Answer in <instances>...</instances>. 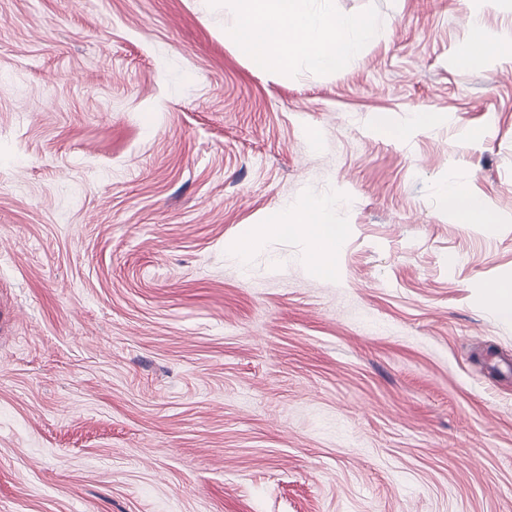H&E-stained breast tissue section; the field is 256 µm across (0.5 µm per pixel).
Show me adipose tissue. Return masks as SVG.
<instances>
[{
	"label": "adipose tissue",
	"instance_id": "ef3b65f1",
	"mask_svg": "<svg viewBox=\"0 0 512 512\" xmlns=\"http://www.w3.org/2000/svg\"><path fill=\"white\" fill-rule=\"evenodd\" d=\"M239 3L248 19L234 30L232 40L258 71L298 58L320 71L343 70L352 61L358 40L370 38L375 31V23L369 18L316 16L311 8L312 0H239ZM507 44H512V30L493 36L480 21H473L471 40L459 52L458 62L466 65L487 60L500 55ZM442 194L449 211L463 223H497L496 213L484 200L452 184L444 186ZM344 234V225L334 223L325 203L310 199L297 208L283 205L261 223L242 225L231 246L241 263L246 264L254 249L267 239L297 235L306 243L303 262L317 276L332 279L337 274V256Z\"/></svg>",
	"mask_w": 512,
	"mask_h": 512
}]
</instances>
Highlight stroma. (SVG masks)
Listing matches in <instances>:
<instances>
[{
	"label": "stroma",
	"mask_w": 512,
	"mask_h": 512,
	"mask_svg": "<svg viewBox=\"0 0 512 512\" xmlns=\"http://www.w3.org/2000/svg\"><path fill=\"white\" fill-rule=\"evenodd\" d=\"M316 8L377 22L344 71L254 70L235 0H0V512H512V61H456L512 0ZM311 197L335 279L243 269ZM448 201V210L466 224H497L498 217L486 202L463 192L459 187L448 184L442 189ZM345 234V225L334 224L326 205L318 199H308L295 208L288 203L260 224H243L230 246L247 267L254 249L271 237L298 235L306 243L301 260L309 264L323 279H335L337 256Z\"/></svg>",
	"instance_id": "1"
}]
</instances>
